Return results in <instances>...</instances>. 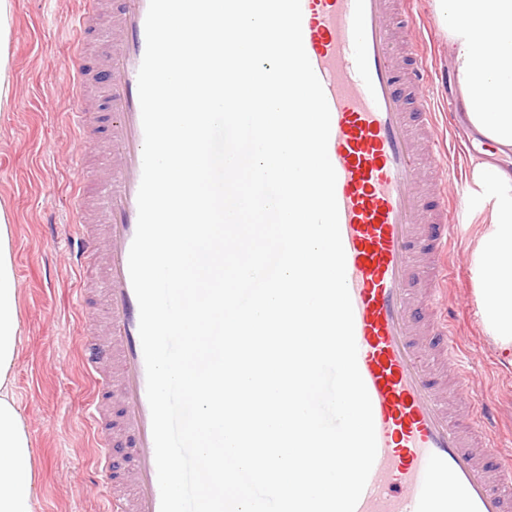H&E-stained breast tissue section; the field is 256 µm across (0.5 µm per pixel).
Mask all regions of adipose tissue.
<instances>
[{
	"label": "adipose tissue",
	"mask_w": 512,
	"mask_h": 512,
	"mask_svg": "<svg viewBox=\"0 0 512 512\" xmlns=\"http://www.w3.org/2000/svg\"><path fill=\"white\" fill-rule=\"evenodd\" d=\"M466 119L485 139L512 151V0H434ZM14 0H0V110L12 98L9 51ZM474 204L486 219L470 254L484 336L512 358V171L474 162ZM9 210L0 204V512H35V450L15 395L20 343L19 288Z\"/></svg>",
	"instance_id": "ef3b65f1"
}]
</instances>
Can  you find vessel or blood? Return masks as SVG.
<instances>
[{
    "label": "vessel or blood",
    "instance_id": "1",
    "mask_svg": "<svg viewBox=\"0 0 512 512\" xmlns=\"http://www.w3.org/2000/svg\"><path fill=\"white\" fill-rule=\"evenodd\" d=\"M404 0H301L305 52L331 114L328 155L353 306L357 363L371 399L377 455L355 512H512V472L489 462L497 409L477 401L460 363L441 273L468 198L458 179L447 194L439 121L426 105L429 72L412 37ZM78 23L96 32L101 0ZM149 0L109 9V63L72 55L71 91L104 93L109 166L96 224H75L70 265L82 283L98 278L108 327L84 369L95 395L91 419L97 471L111 478L113 436L127 454L124 485L107 512H160L139 305L128 256L137 218L144 132L138 71Z\"/></svg>",
    "mask_w": 512,
    "mask_h": 512
}]
</instances>
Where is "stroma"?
Wrapping results in <instances>:
<instances>
[{
    "label": "stroma",
    "instance_id": "35a3bbf8",
    "mask_svg": "<svg viewBox=\"0 0 512 512\" xmlns=\"http://www.w3.org/2000/svg\"><path fill=\"white\" fill-rule=\"evenodd\" d=\"M81 0H15L11 41L15 94L0 112V203L12 214L13 250L20 288L21 342L15 363L18 404L37 453L36 512H105L107 490L91 485L96 467L89 404L92 385L82 364V317L92 307L107 309L102 295H83L68 260L71 191L79 158L102 169L98 150L105 138L94 127L89 139L74 131L70 112L72 23ZM414 17L425 44L422 54L439 79L435 102L454 100L445 75L447 44L438 28L433 0H414ZM450 162L470 175L471 160L489 153L488 144L467 136L462 123L447 134ZM457 252L448 293L456 344L465 354L478 395L499 410L495 456L512 454V364L483 335L468 257L482 222L471 207L459 208Z\"/></svg>",
    "mask_w": 512,
    "mask_h": 512
}]
</instances>
